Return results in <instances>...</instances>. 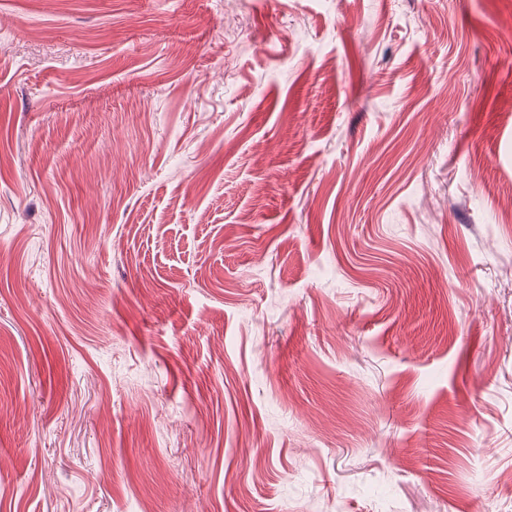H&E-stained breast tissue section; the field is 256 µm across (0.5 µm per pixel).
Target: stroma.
Returning <instances> with one entry per match:
<instances>
[{
	"instance_id": "obj_1",
	"label": "stroma",
	"mask_w": 512,
	"mask_h": 512,
	"mask_svg": "<svg viewBox=\"0 0 512 512\" xmlns=\"http://www.w3.org/2000/svg\"><path fill=\"white\" fill-rule=\"evenodd\" d=\"M512 0H0V512H512Z\"/></svg>"
}]
</instances>
